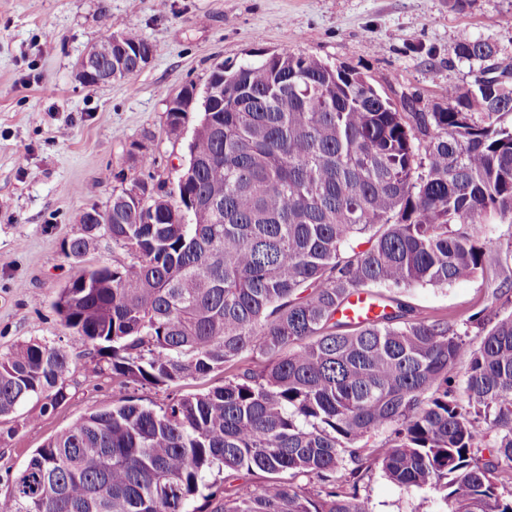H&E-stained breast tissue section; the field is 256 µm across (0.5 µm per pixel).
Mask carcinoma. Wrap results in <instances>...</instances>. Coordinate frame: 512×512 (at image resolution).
I'll list each match as a JSON object with an SVG mask.
<instances>
[{
  "instance_id": "obj_1",
  "label": "carcinoma",
  "mask_w": 512,
  "mask_h": 512,
  "mask_svg": "<svg viewBox=\"0 0 512 512\" xmlns=\"http://www.w3.org/2000/svg\"><path fill=\"white\" fill-rule=\"evenodd\" d=\"M98 46L114 81L139 73L128 50L153 53L132 33ZM453 53L480 69L430 112L294 49L211 73L221 92L203 104L186 187L212 207L182 212L161 183L143 205L113 189L112 223L82 225L64 250L108 237L130 260L53 306L122 384L216 370L224 384L79 417L35 450L0 512H370L359 483L374 467L443 512H512V311L464 319L483 332L472 347L443 318L407 319L397 296L491 268L495 299L512 295V64L492 71L489 44L469 37ZM190 109L167 113L170 137ZM373 288L392 292L374 317L337 316ZM69 373L68 353L41 342L1 356L0 418L30 401L54 412Z\"/></svg>"
}]
</instances>
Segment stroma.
I'll list each match as a JSON object with an SVG mask.
<instances>
[{
    "label": "stroma",
    "instance_id": "obj_1",
    "mask_svg": "<svg viewBox=\"0 0 512 512\" xmlns=\"http://www.w3.org/2000/svg\"><path fill=\"white\" fill-rule=\"evenodd\" d=\"M110 31L148 40L151 60L130 80L83 83L79 59ZM464 34L494 44L512 63V0H464L459 7L454 0H0V356L34 339L71 360L64 405L41 417L26 403L0 424V494L37 448L120 390L111 373L94 375L98 356L75 342L52 302L85 267L126 261L106 237L78 259L63 244L80 234L84 212L108 207L121 177L139 176L132 143L152 154L156 179L177 181L200 114L188 113L181 138H169L172 95L185 85L205 92L218 65L252 62L288 45L354 67L393 100L407 97L429 109L443 103L449 86L474 80L478 63L452 52ZM401 298L413 316L445 317L457 329L463 317L503 306L478 280L414 287ZM223 382L218 370L130 392L159 405ZM360 493L372 512L439 510L431 493L403 490L377 469Z\"/></svg>",
    "mask_w": 512,
    "mask_h": 512
}]
</instances>
